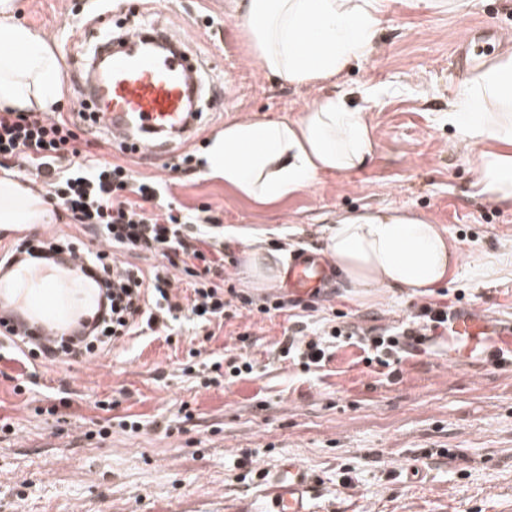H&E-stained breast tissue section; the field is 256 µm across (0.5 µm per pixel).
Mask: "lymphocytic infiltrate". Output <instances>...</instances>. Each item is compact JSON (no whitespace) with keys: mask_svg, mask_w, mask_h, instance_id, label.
Instances as JSON below:
<instances>
[{"mask_svg":"<svg viewBox=\"0 0 512 512\" xmlns=\"http://www.w3.org/2000/svg\"><path fill=\"white\" fill-rule=\"evenodd\" d=\"M93 127L70 117L51 118L42 112H0V169L18 171L41 182L47 201L61 208L71 223L85 226L104 242L102 250L77 249L85 278L101 285L104 300L93 321L76 324L68 338L34 340L0 331V361L31 365L79 362L117 342L173 335V325L189 313L199 333L211 336L217 320L240 310L262 315L287 311L279 298L255 304L224 285V232L216 210L189 209L176 203L166 181L135 177L132 170L91 155ZM58 252L55 242L18 239L0 253V270L14 262L50 264ZM159 258L164 269L143 271L131 256ZM188 278L186 295L174 291L169 269ZM449 311L425 304L400 326L361 329L334 326L311 331L293 322L282 351L304 367L320 365L330 341L352 340L372 354L377 365L401 362L409 350L447 329Z\"/></svg>","mask_w":512,"mask_h":512,"instance_id":"1","label":"lymphocytic infiltrate"}]
</instances>
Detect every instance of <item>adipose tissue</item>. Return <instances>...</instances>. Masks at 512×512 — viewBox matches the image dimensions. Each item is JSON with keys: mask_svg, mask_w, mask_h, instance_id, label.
Masks as SVG:
<instances>
[{"mask_svg": "<svg viewBox=\"0 0 512 512\" xmlns=\"http://www.w3.org/2000/svg\"><path fill=\"white\" fill-rule=\"evenodd\" d=\"M244 36L260 68L298 87L334 84L309 112L293 119H242L213 135L208 176L260 205H272L327 174L349 175L372 161L375 142L366 103L354 105L337 84L375 49L380 0H235ZM14 0H0V110L49 112L59 101L60 70L47 41L14 18ZM512 44L464 80L448 104V123L464 146L487 143L474 186L485 201L512 205ZM38 191L0 174V227L48 224ZM249 241L239 276L253 288L277 285L283 252L261 247L264 231L228 227ZM324 255L346 288L411 297L434 295L456 272L461 254L446 230L411 211L385 209L343 217L324 240Z\"/></svg>", "mask_w": 512, "mask_h": 512, "instance_id": "obj_1", "label": "adipose tissue"}]
</instances>
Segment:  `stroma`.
<instances>
[{"label":"stroma","instance_id":"obj_1","mask_svg":"<svg viewBox=\"0 0 512 512\" xmlns=\"http://www.w3.org/2000/svg\"><path fill=\"white\" fill-rule=\"evenodd\" d=\"M17 18L44 36L59 67L90 44L88 0H17ZM138 9L185 37L195 61L224 80V105L204 113L179 153L202 157L210 137L242 118H295L320 92L265 77L251 57L234 0H138ZM375 51L343 83L360 102L378 90L369 114L376 153L364 170L327 176L261 207L205 174L171 184L189 208L220 209L225 225L266 229L289 257L322 253L323 238L351 212L405 208L447 230L461 260L431 301L477 307L512 322V205L475 196L480 146L463 148L448 102L464 70L452 49L473 23L512 31V0H381ZM313 318L334 326L386 328L415 310L400 293L356 298L340 279L315 299ZM289 314L241 311L212 339L182 324L164 338L116 344L87 361L36 364L39 387L18 392L23 368L0 362V512H262L265 475L287 457L314 485L311 512H512V370L437 336L398 365L397 377L367 364L353 344L303 371L281 360ZM246 342H238L240 334ZM203 357L254 362L252 374L204 386L205 367L185 372L189 348ZM67 393L61 420L36 415ZM109 398L111 411L96 408ZM189 403L192 419L180 413ZM130 417L141 428L112 426Z\"/></svg>","mask_w":512,"mask_h":512}]
</instances>
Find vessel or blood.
I'll return each mask as SVG.
<instances>
[{"instance_id": "b4317fda", "label": "vessel or blood", "mask_w": 512, "mask_h": 512, "mask_svg": "<svg viewBox=\"0 0 512 512\" xmlns=\"http://www.w3.org/2000/svg\"><path fill=\"white\" fill-rule=\"evenodd\" d=\"M495 31L476 24L454 48L457 66L473 68L481 64L492 49ZM143 39L132 33L131 50L113 54L108 76L99 80L91 72L80 71V93L74 112H94L96 122L107 127L113 142L122 148L159 157L161 146L148 141V134L160 131L177 133L189 122L187 98L190 91L188 62L178 55H143L133 47ZM288 288L299 295L322 293L332 281L329 266L317 255L303 253L288 266ZM0 291L13 294V306L0 310L11 319L17 332L48 336L90 319L94 307L87 302L95 286L85 280L80 263L67 260L53 268L16 264L0 276ZM452 338L472 346L481 336L495 335L487 352H512V326L492 327L471 309L456 311L451 319ZM263 512H310L313 479L297 460H283L267 476Z\"/></svg>"}]
</instances>
